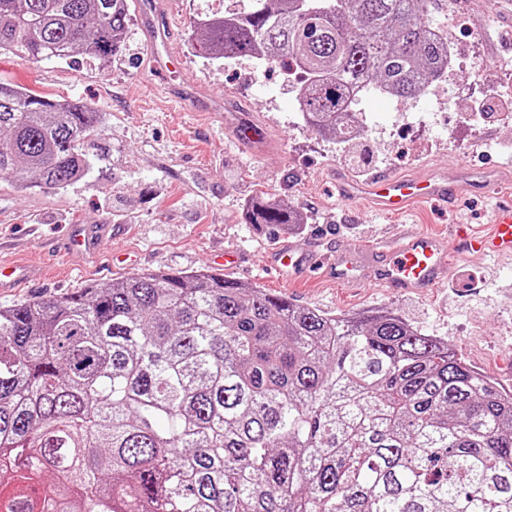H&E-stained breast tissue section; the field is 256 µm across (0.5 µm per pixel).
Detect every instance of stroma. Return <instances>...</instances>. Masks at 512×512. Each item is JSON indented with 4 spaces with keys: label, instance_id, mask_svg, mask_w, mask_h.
I'll use <instances>...</instances> for the list:
<instances>
[{
    "label": "stroma",
    "instance_id": "obj_1",
    "mask_svg": "<svg viewBox=\"0 0 512 512\" xmlns=\"http://www.w3.org/2000/svg\"><path fill=\"white\" fill-rule=\"evenodd\" d=\"M243 0H167L182 61L171 82L199 86L224 103V120L171 104L166 84L150 79L149 50L135 0L120 51L109 61L25 63L0 53V83L24 86L50 99H72L103 112L105 136L88 155L105 152L67 188H25L0 177V260L39 266L26 286L0 292V307L69 293L136 274L216 270L227 253L245 261L234 279L334 316L386 309L424 334L447 340L474 368L512 391V263L480 254L458 256L454 225L488 224L499 200L512 199V177L498 193L474 195L442 209L427 205L400 219L341 202L336 177L380 170L408 174L428 164L447 178L461 166L490 168L512 158V15L504 0H436L429 19L448 33L456 64L415 99L370 92L355 119L359 135L346 144L320 134L302 118L294 82L277 65L253 60L209 62L196 51L194 21L241 8ZM486 110L468 123L458 113L471 101ZM260 113L273 143L256 150L238 141L228 119ZM255 196L288 202L303 217L289 227L248 223ZM72 224H108L96 252L63 249ZM428 230L445 240L451 275L425 294H394L377 285L344 288L318 274L291 276L269 262L278 247L351 254L372 270L386 237Z\"/></svg>",
    "mask_w": 512,
    "mask_h": 512
}]
</instances>
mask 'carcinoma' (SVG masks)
I'll list each match as a JSON object with an SVG mask.
<instances>
[{
	"instance_id": "obj_1",
	"label": "carcinoma",
	"mask_w": 512,
	"mask_h": 512,
	"mask_svg": "<svg viewBox=\"0 0 512 512\" xmlns=\"http://www.w3.org/2000/svg\"><path fill=\"white\" fill-rule=\"evenodd\" d=\"M197 22L209 60L291 64L339 143L370 91L448 70L435 0H248ZM126 0H0V52L108 59ZM105 116L0 83V175L61 189ZM251 224H299L254 200ZM53 480L45 484L46 474ZM0 512H512V392L386 312L360 319L212 270L0 308Z\"/></svg>"
}]
</instances>
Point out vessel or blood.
<instances>
[{"label":"vessel or blood","instance_id":"1","mask_svg":"<svg viewBox=\"0 0 512 512\" xmlns=\"http://www.w3.org/2000/svg\"><path fill=\"white\" fill-rule=\"evenodd\" d=\"M140 9L151 67L157 77L167 78L178 59V49L164 4L162 0H142ZM170 94L175 100L191 103L200 111L218 112L222 109L221 103L203 99L191 87L174 86ZM234 134L239 141L252 146L262 145L270 138L266 124L250 112L237 114ZM494 186L493 174L467 169L461 170L458 178L452 181L430 170L407 176L380 173L363 181L342 175L336 178L339 199L360 201L390 216L401 215L425 201L445 205L469 193L487 194ZM107 231L108 227L104 224L70 225L66 238L67 248L76 253L94 251L99 239ZM461 240L462 248L466 251L478 250L493 256L512 254V206L502 204L495 207L487 233L465 232ZM276 258L286 267L304 265L315 270L326 269L331 280L348 288L365 286L371 280L396 293H424L444 286L449 277L448 258L440 238L426 232L395 239L388 250L382 251L375 265L374 277L370 280L366 279L364 268L358 261L343 254L325 263L315 254L288 245L278 251ZM31 276L32 272L27 267L0 265V289L6 291L17 287Z\"/></svg>","mask_w":512,"mask_h":512}]
</instances>
